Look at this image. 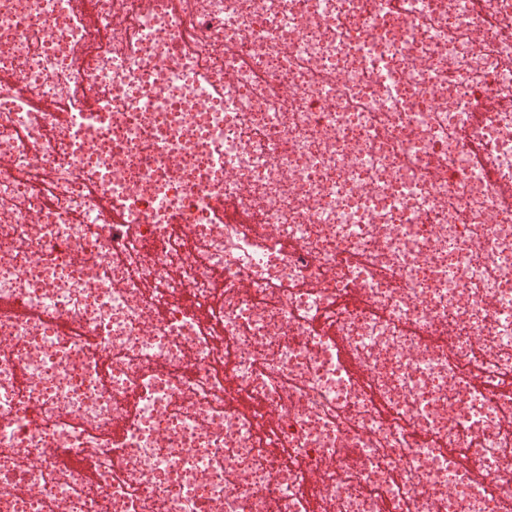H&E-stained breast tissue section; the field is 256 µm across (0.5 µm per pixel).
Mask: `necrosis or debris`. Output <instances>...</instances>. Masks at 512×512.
<instances>
[{"label":"necrosis or debris","instance_id":"1","mask_svg":"<svg viewBox=\"0 0 512 512\" xmlns=\"http://www.w3.org/2000/svg\"><path fill=\"white\" fill-rule=\"evenodd\" d=\"M0 70V512H512V25L0 0Z\"/></svg>","mask_w":512,"mask_h":512}]
</instances>
